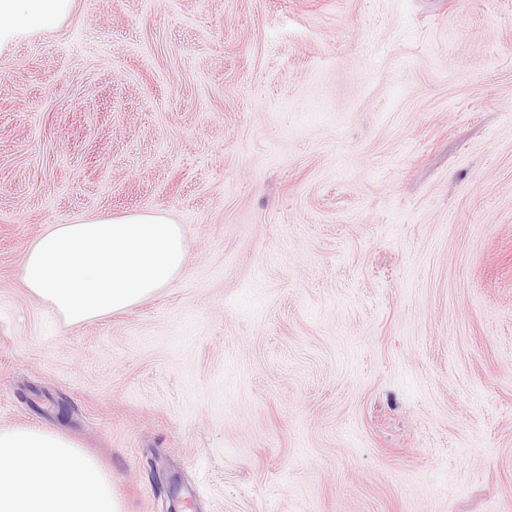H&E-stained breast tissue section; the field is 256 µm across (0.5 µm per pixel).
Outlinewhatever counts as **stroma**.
<instances>
[{
  "instance_id": "obj_1",
  "label": "stroma",
  "mask_w": 512,
  "mask_h": 512,
  "mask_svg": "<svg viewBox=\"0 0 512 512\" xmlns=\"http://www.w3.org/2000/svg\"><path fill=\"white\" fill-rule=\"evenodd\" d=\"M180 224L69 323L56 224ZM125 512H512V0H76L0 56V429ZM186 259L179 224L143 212L56 224L27 250L22 283L72 323L121 312L155 295Z\"/></svg>"
}]
</instances>
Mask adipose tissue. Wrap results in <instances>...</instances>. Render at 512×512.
Returning a JSON list of instances; mask_svg holds the SVG:
<instances>
[{
    "instance_id": "1",
    "label": "adipose tissue",
    "mask_w": 512,
    "mask_h": 512,
    "mask_svg": "<svg viewBox=\"0 0 512 512\" xmlns=\"http://www.w3.org/2000/svg\"><path fill=\"white\" fill-rule=\"evenodd\" d=\"M75 0H0V55L29 36L62 26ZM181 228L143 212L57 224L27 250L22 283L68 321L126 310L182 270ZM0 512H123L107 472L62 434L0 430Z\"/></svg>"
}]
</instances>
